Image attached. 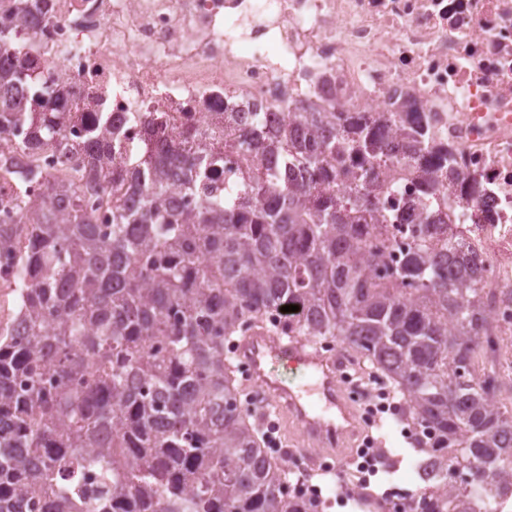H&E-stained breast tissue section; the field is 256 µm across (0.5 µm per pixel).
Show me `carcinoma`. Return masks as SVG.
<instances>
[{"label": "carcinoma", "mask_w": 512, "mask_h": 512, "mask_svg": "<svg viewBox=\"0 0 512 512\" xmlns=\"http://www.w3.org/2000/svg\"><path fill=\"white\" fill-rule=\"evenodd\" d=\"M16 21L0 16V49L19 54ZM26 77L0 60V141L27 134L26 160L0 152L21 190L0 222L17 259L0 269L17 297L0 327V512H319L288 495V471L268 457L224 351L285 305L299 310L275 330L348 346L396 389L413 429L434 433L412 440L425 478L405 512H492L512 486V408L493 402L512 377L474 367L487 333L476 263L423 238L387 266L366 240L379 222L369 188L336 196V145L375 161L402 113L296 112L263 139L228 132L218 116L197 155L160 141L167 121L152 116L148 147L123 164L118 133L101 122L84 127L78 167L49 178L38 152L86 113L50 86L22 107ZM226 135L244 143L247 168L203 185ZM435 158L427 194L442 186L446 157ZM38 180L39 196L22 193ZM183 191L197 194L193 208ZM129 193L141 199L134 212ZM93 197L113 221L101 223Z\"/></svg>", "instance_id": "obj_1"}]
</instances>
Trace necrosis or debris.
Here are the masks:
<instances>
[{
  "label": "necrosis or debris",
  "instance_id": "1",
  "mask_svg": "<svg viewBox=\"0 0 512 512\" xmlns=\"http://www.w3.org/2000/svg\"><path fill=\"white\" fill-rule=\"evenodd\" d=\"M15 29L37 71L94 100L120 134L117 157L142 150L144 120L210 129L211 115L267 133L303 104L364 116L402 103L461 182L425 194L419 168L374 167L379 223L369 239L393 256L432 230L484 269L503 372L512 371V0H32Z\"/></svg>",
  "mask_w": 512,
  "mask_h": 512
}]
</instances>
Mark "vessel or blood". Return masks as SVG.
<instances>
[{
  "instance_id": "vessel-or-blood-1",
  "label": "vessel or blood",
  "mask_w": 512,
  "mask_h": 512,
  "mask_svg": "<svg viewBox=\"0 0 512 512\" xmlns=\"http://www.w3.org/2000/svg\"><path fill=\"white\" fill-rule=\"evenodd\" d=\"M229 351L243 372V389L262 398L258 420L291 428L303 446L337 453L360 436L358 411L339 379L342 358L324 356L305 337L263 327L240 336ZM279 364L299 374L301 383H285L274 371Z\"/></svg>"
}]
</instances>
